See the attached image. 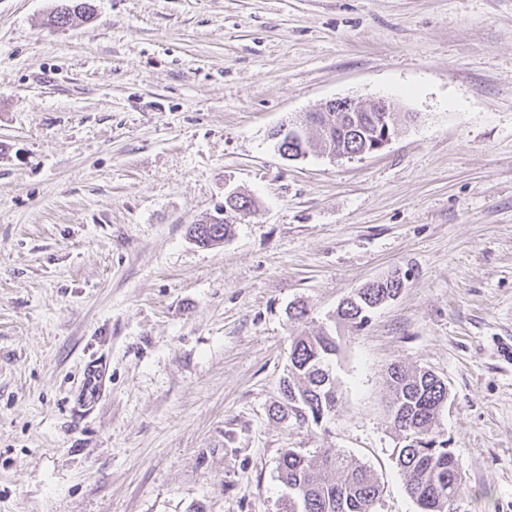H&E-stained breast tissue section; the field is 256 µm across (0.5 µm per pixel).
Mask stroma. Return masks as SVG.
<instances>
[{
	"mask_svg": "<svg viewBox=\"0 0 512 512\" xmlns=\"http://www.w3.org/2000/svg\"><path fill=\"white\" fill-rule=\"evenodd\" d=\"M89 2L57 28L60 0H0V512H280L285 448L352 455L377 512H419L396 364L448 385L465 512H512V0ZM337 97L400 108L392 141L283 159L275 132ZM232 193L251 215L195 243ZM394 273L362 329L337 320ZM321 329L335 413L273 420ZM77 14L81 17L86 16V19H89L91 17V5L86 2L75 5L62 3L49 15L48 23L52 26L63 28L70 25L73 21V15L75 17ZM226 217L211 218L194 224L191 228L194 238L203 246H212L224 241L231 234L232 224L225 222ZM402 288L399 276L377 280L358 289L338 307V318L352 328L361 327L369 319V314L393 299ZM107 374L105 360L93 358L85 365L79 393L82 406H92L99 400L106 388Z\"/></svg>",
	"mask_w": 512,
	"mask_h": 512,
	"instance_id": "stroma-1",
	"label": "stroma"
}]
</instances>
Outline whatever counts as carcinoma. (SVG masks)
Listing matches in <instances>:
<instances>
[{
	"mask_svg": "<svg viewBox=\"0 0 512 512\" xmlns=\"http://www.w3.org/2000/svg\"><path fill=\"white\" fill-rule=\"evenodd\" d=\"M91 17V5L63 3L48 17L55 27H66L75 15ZM336 127V149L362 153L370 150L382 114L341 112ZM232 225L216 217L192 226L203 246L220 243ZM402 280L391 276L358 289L338 307V318L352 328L366 323L369 314L394 298ZM339 347L336 338L320 332L294 338L288 374L280 382V397L269 409L278 420L303 426L318 424L336 411L339 397L331 366ZM394 428H406L411 438L399 449L397 465L405 476V489L420 512H448L449 498L461 499V467L448 448L437 423L448 401L443 379L424 369L396 364L388 372ZM281 482L288 488V512H376L383 488L365 464L340 452L311 455L284 449L277 463Z\"/></svg>",
	"mask_w": 512,
	"mask_h": 512,
	"instance_id": "1",
	"label": "carcinoma"
}]
</instances>
